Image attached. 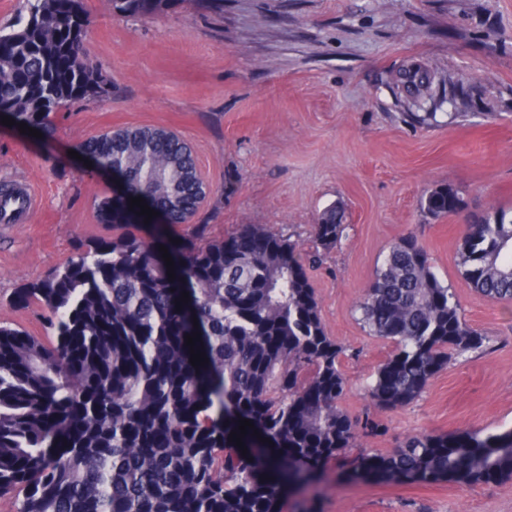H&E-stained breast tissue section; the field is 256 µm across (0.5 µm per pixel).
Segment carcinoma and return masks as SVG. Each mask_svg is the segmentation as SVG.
Here are the masks:
<instances>
[{
    "label": "carcinoma",
    "instance_id": "carcinoma-1",
    "mask_svg": "<svg viewBox=\"0 0 512 512\" xmlns=\"http://www.w3.org/2000/svg\"><path fill=\"white\" fill-rule=\"evenodd\" d=\"M77 0H28V15L0 29V112L53 133L51 114L108 93L87 53L88 15ZM179 0H107L124 17L150 16ZM434 73L405 68L397 88L433 93ZM83 153L112 172L121 194L103 198L98 220L116 234L79 245L63 267L23 289L18 300L45 311L51 338L0 325V498L17 512H282L284 498L313 482L320 462L354 443L340 407L348 381L344 348L328 336L307 267L322 263L348 225L336 207L313 225L316 247L256 224L173 258L121 232L142 224L140 197L170 224L186 223L202 199L189 145L160 128L92 137ZM459 191L440 186L421 202L438 217L459 210ZM459 264L469 287L512 300V219L505 212L465 225ZM188 302L176 310L182 292ZM371 335L395 344L375 372L369 397L394 409L422 395L448 362L492 348L464 319L456 293L408 235L391 244L359 304ZM198 326H193V322ZM208 363L194 367L186 335ZM253 427L229 441L239 420ZM259 432L284 449L265 456ZM351 471L406 482L469 485L512 479V428L483 435L414 433L398 448L363 455Z\"/></svg>",
    "mask_w": 512,
    "mask_h": 512
}]
</instances>
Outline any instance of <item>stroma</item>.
I'll return each mask as SVG.
<instances>
[{"mask_svg":"<svg viewBox=\"0 0 512 512\" xmlns=\"http://www.w3.org/2000/svg\"><path fill=\"white\" fill-rule=\"evenodd\" d=\"M83 5L108 95L54 114L47 138L0 124V181L25 177L39 196L29 223H0V323L45 336L41 307L18 303L20 289L112 235L97 204L121 184L72 151L108 130L163 127L190 146L210 188L188 223L164 225L167 240L203 246L257 224L309 248L318 215L342 210L347 237L308 275L345 349L339 406L382 425L345 456L389 452L416 432L512 427V304L475 292L458 264L467 219L512 216V0H224L219 16L180 0L147 18L112 14L106 0ZM414 64L445 90L436 107L421 105L417 125L390 89ZM444 185L463 211H422ZM408 235L493 346L450 362L409 405L379 409L366 386L394 345L369 335L358 305L390 244ZM307 502L319 512H512V480L356 481L331 461L283 512Z\"/></svg>","mask_w":512,"mask_h":512,"instance_id":"35a3bbf8","label":"stroma"}]
</instances>
